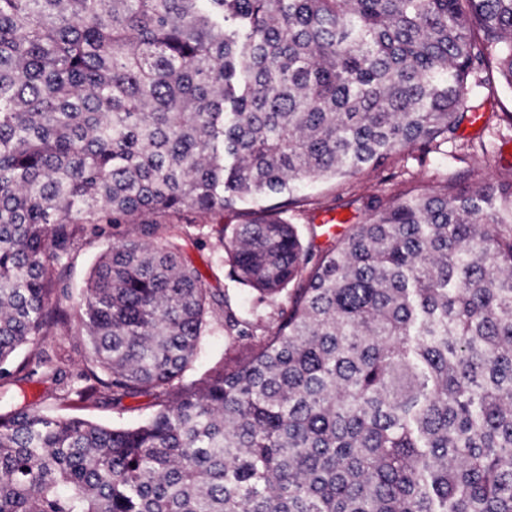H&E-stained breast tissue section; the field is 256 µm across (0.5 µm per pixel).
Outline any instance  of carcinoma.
I'll list each match as a JSON object with an SVG mask.
<instances>
[{
  "label": "carcinoma",
  "instance_id": "obj_1",
  "mask_svg": "<svg viewBox=\"0 0 512 512\" xmlns=\"http://www.w3.org/2000/svg\"><path fill=\"white\" fill-rule=\"evenodd\" d=\"M496 82L512 0H0V384L156 399L109 427L0 397V512H512V176L380 205L315 261L282 218ZM249 199L231 277L287 305L196 376L208 319L240 322L170 228ZM58 334L89 341L74 383ZM126 226L111 229L112 236L107 239H87L80 242L76 252L73 255L71 267V286L72 297L68 301H64V305L72 308L76 306L82 289L90 275L99 254L105 248L107 243H112L121 239L126 233Z\"/></svg>",
  "mask_w": 512,
  "mask_h": 512
}]
</instances>
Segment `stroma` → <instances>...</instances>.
<instances>
[{"instance_id":"35a3bbf8","label":"stroma","mask_w":512,"mask_h":512,"mask_svg":"<svg viewBox=\"0 0 512 512\" xmlns=\"http://www.w3.org/2000/svg\"><path fill=\"white\" fill-rule=\"evenodd\" d=\"M494 94L498 116L489 125H472L463 122L456 136L442 145L439 152L430 154L425 163H418L415 152H404L395 161L375 170L348 179L310 181L299 192L303 206L290 211L287 218L295 224L303 241L314 242L324 250L336 241L335 236H312V226L322 224L326 216L339 220L342 229L368 220L375 202L397 200L411 190L427 191L444 184L466 182L481 186L499 180L512 172V123L502 120L505 112L512 113V89L502 85L494 90L475 89L476 99ZM259 205L247 201L238 205L236 212L224 217L204 219L202 225L188 228L181 233L179 243L185 259L200 270L203 285L214 294L229 298L233 309L242 320L251 315L241 300L247 290L229 275L230 265L220 241V231L227 224H242L252 219ZM42 345L59 365L73 374L83 366V355L89 347L86 337L54 335L45 337ZM0 396L14 405L35 407L46 412H63V405L56 398L52 383L27 384L10 382L0 386ZM152 397L133 399L128 410L120 411L103 403L80 410L82 418L107 426L132 425L152 410Z\"/></svg>"}]
</instances>
